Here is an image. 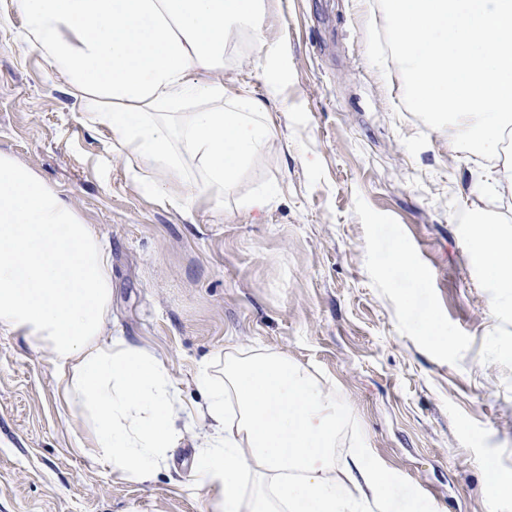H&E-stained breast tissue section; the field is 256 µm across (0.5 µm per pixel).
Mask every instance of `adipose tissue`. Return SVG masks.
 Wrapping results in <instances>:
<instances>
[{
    "label": "adipose tissue",
    "instance_id": "obj_1",
    "mask_svg": "<svg viewBox=\"0 0 512 512\" xmlns=\"http://www.w3.org/2000/svg\"><path fill=\"white\" fill-rule=\"evenodd\" d=\"M23 41L81 94L89 127L133 154L136 187L188 213L220 206L264 152L272 124L222 80L231 38L257 28L265 0H14ZM469 257L512 288V241L475 227ZM110 257L93 225L33 170L0 153V332L48 351L66 401L113 473L152 478L178 434L162 360L109 332ZM212 434L199 480L214 512H404L365 450L335 458L344 417L335 390L276 353H226L204 375Z\"/></svg>",
    "mask_w": 512,
    "mask_h": 512
}]
</instances>
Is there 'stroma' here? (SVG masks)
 I'll return each instance as SVG.
<instances>
[{"label":"stroma","instance_id":"obj_1","mask_svg":"<svg viewBox=\"0 0 512 512\" xmlns=\"http://www.w3.org/2000/svg\"><path fill=\"white\" fill-rule=\"evenodd\" d=\"M0 152L94 225L112 264L113 335L163 359L181 437L151 482L89 450L48 354L0 333V512H213L196 474L207 431L197 377L229 347L268 351L334 388L336 455L366 449L421 512H512L487 484L512 470V288L472 266V223L512 239V186L485 199L488 160L402 104L395 62L366 56L375 0H268L262 39L224 59L274 125L220 207L192 214L141 194L134 159L89 128L0 0ZM274 188L263 214L254 192Z\"/></svg>","mask_w":512,"mask_h":512}]
</instances>
